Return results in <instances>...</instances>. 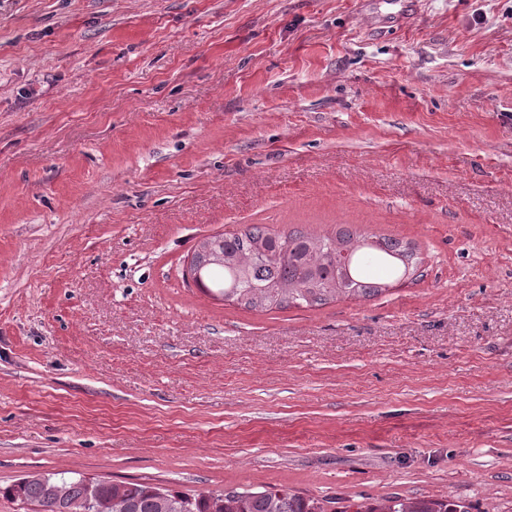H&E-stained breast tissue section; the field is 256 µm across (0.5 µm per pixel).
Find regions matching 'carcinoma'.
Listing matches in <instances>:
<instances>
[{
  "mask_svg": "<svg viewBox=\"0 0 512 512\" xmlns=\"http://www.w3.org/2000/svg\"><path fill=\"white\" fill-rule=\"evenodd\" d=\"M204 242L209 255L203 259L202 292L254 310L374 298L415 274L421 263L411 244L347 225L339 226L332 237L318 238L252 224ZM52 481L61 489L56 512H327L322 501L286 488L188 493L144 482L114 484L77 473L28 475L0 486V496L40 512ZM357 512L469 510L463 501L394 498Z\"/></svg>",
  "mask_w": 512,
  "mask_h": 512,
  "instance_id": "1",
  "label": "carcinoma"
}]
</instances>
